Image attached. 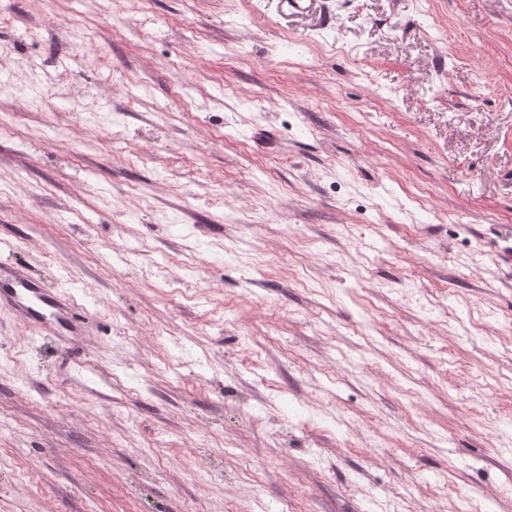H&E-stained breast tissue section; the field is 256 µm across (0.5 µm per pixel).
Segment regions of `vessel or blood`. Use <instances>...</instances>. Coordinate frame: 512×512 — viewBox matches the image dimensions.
Here are the masks:
<instances>
[{
	"instance_id": "vessel-or-blood-1",
	"label": "vessel or blood",
	"mask_w": 512,
	"mask_h": 512,
	"mask_svg": "<svg viewBox=\"0 0 512 512\" xmlns=\"http://www.w3.org/2000/svg\"><path fill=\"white\" fill-rule=\"evenodd\" d=\"M0 306L22 321L56 336L61 346L83 342L86 323L69 294L52 293L10 260H0Z\"/></svg>"
}]
</instances>
